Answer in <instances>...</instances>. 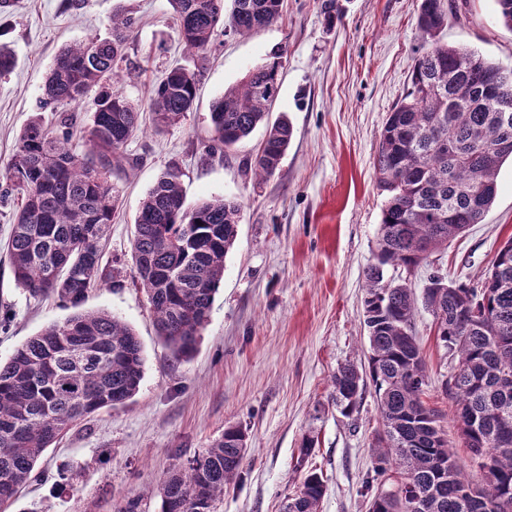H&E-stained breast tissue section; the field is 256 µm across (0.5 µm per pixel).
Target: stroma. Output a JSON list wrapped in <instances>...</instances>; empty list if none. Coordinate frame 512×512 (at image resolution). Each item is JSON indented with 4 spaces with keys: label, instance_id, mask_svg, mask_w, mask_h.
Instances as JSON below:
<instances>
[{
    "label": "stroma",
    "instance_id": "35a3bbf8",
    "mask_svg": "<svg viewBox=\"0 0 512 512\" xmlns=\"http://www.w3.org/2000/svg\"><path fill=\"white\" fill-rule=\"evenodd\" d=\"M284 0L282 18L247 36L217 33L204 62L180 44L168 0H0V42L16 66L0 77V173L33 119L58 130L60 116L39 100L49 68L66 45L110 33L114 14L135 20L117 86L141 111V130L113 169L121 203L103 247L120 287L103 285L87 298L129 324L145 356L138 393L82 421L48 448L39 479L25 483L0 512H113L139 498L141 512H159L149 490L173 467L201 453L226 427L248 434L240 478L219 512H281L306 467L322 472L320 512H369L361 486L374 462L378 426L373 395L357 422L329 402L331 377L351 362L366 365L365 270L375 264L386 194L373 157L387 115L411 85L424 44L421 0ZM460 20L441 37L449 44L512 64V30L494 0H462ZM284 48L274 117H286L291 143L276 172L258 177L249 163L264 139L257 127L224 156L204 151L211 106L277 48ZM199 67L192 112L163 132L152 128L150 99L168 70ZM177 164L187 207L226 198L242 206L238 235L224 259V279L195 354L176 361L157 335L131 260L141 200L169 164ZM17 194L0 198V361L68 309L53 297L19 288L6 251ZM512 238V164L498 176L496 200L473 224L432 253L410 276L422 289L430 273L456 284L482 281L497 250ZM414 327L427 365L425 399L458 439L454 408L442 387L456 363L435 336L434 318L418 310ZM314 436L307 466L302 440Z\"/></svg>",
    "mask_w": 512,
    "mask_h": 512
}]
</instances>
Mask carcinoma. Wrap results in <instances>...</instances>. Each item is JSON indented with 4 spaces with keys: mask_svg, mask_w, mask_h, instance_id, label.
Returning <instances> with one entry per match:
<instances>
[{
    "mask_svg": "<svg viewBox=\"0 0 512 512\" xmlns=\"http://www.w3.org/2000/svg\"><path fill=\"white\" fill-rule=\"evenodd\" d=\"M169 0L185 53L202 61L219 28L246 35L277 22L283 0ZM456 0H421L425 44L415 58L411 87L388 113L374 157L387 193L378 231L377 263L365 273L364 326L368 371L353 363L331 378L330 402L357 421L367 386L374 387L382 428L373 436L374 473L397 480L396 491L370 502V512H512V238L497 251L475 286L428 277L421 298L385 267L413 269L495 202L498 174L512 159V66L440 39ZM131 19L112 18L108 38H89L57 56L41 104L65 108L95 93L85 151L32 121L19 139L7 180L22 191L9 251L18 287L33 297L55 294L72 313L45 327L0 362V504L27 482L47 448L73 426L139 391L145 359L134 330L110 312L83 305L93 289L114 284L102 265L101 243L120 203L112 168L139 130V109L111 84L124 58ZM283 68L271 52L210 112L208 157L222 155L265 126L254 172L270 176L288 150L289 122L269 121ZM199 70L173 67L150 102L154 130L180 123L194 104ZM241 204L213 198L184 207L179 168L165 169L135 221V278L158 335L177 360L190 358L208 322L233 247ZM430 311L437 339L457 358L444 391L454 400L459 436L475 483L441 426L442 414L423 399L426 363L414 333L417 302ZM246 434L229 426L210 447L173 469L152 494L161 512H218L224 486L242 469ZM327 492L321 474L307 471L285 512H320Z\"/></svg>",
    "mask_w": 512,
    "mask_h": 512,
    "instance_id": "1",
    "label": "carcinoma"
}]
</instances>
